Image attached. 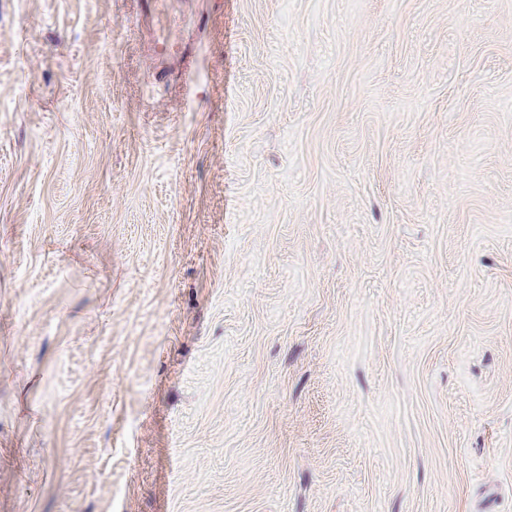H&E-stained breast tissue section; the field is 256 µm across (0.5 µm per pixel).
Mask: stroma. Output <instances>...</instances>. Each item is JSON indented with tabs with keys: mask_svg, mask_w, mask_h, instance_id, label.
<instances>
[{
	"mask_svg": "<svg viewBox=\"0 0 512 512\" xmlns=\"http://www.w3.org/2000/svg\"><path fill=\"white\" fill-rule=\"evenodd\" d=\"M0 512H512V0H0Z\"/></svg>",
	"mask_w": 512,
	"mask_h": 512,
	"instance_id": "35a3bbf8",
	"label": "stroma"
}]
</instances>
